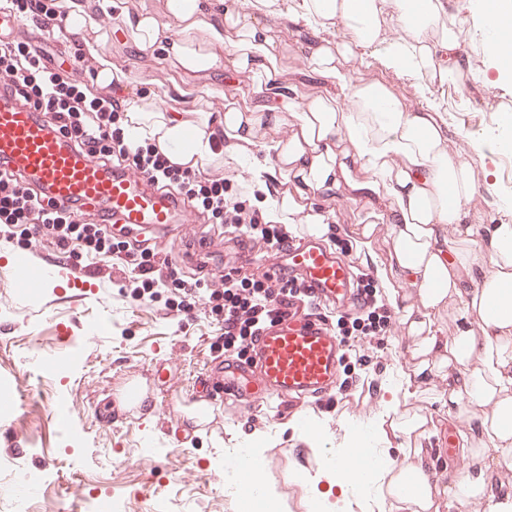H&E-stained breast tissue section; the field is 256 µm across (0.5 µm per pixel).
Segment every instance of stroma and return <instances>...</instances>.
Masks as SVG:
<instances>
[{
  "label": "stroma",
  "instance_id": "1",
  "mask_svg": "<svg viewBox=\"0 0 512 512\" xmlns=\"http://www.w3.org/2000/svg\"><path fill=\"white\" fill-rule=\"evenodd\" d=\"M473 0H448L454 14L466 18L460 52L469 60L463 78L444 86L428 84L418 75L389 67L382 45L358 48L344 69L353 79H375L393 88L414 111L443 112L448 127L461 144L460 157L473 169L477 191L472 203L474 220L493 224L502 215L501 200L512 195V161L505 155L484 157L474 149L476 139L497 131L501 113H512V78L497 80L493 61L477 34L472 18ZM47 50L67 74L80 68L78 53L107 57L131 72L134 82L127 94L150 95L162 108L185 111V90L198 79L186 76L152 51L137 50L121 21L104 33L88 32L72 38L57 31ZM277 65L289 73L291 95L303 97L330 88L329 80L310 72L293 36L284 35ZM312 204L327 205L337 234L326 247L345 257L355 269L381 280L392 233L381 227L371 250L355 251L347 233L365 223L366 210L349 198L324 201L311 196ZM53 251L30 253L17 240L0 233V383L24 395L21 410L0 409V512H15L6 486L24 479L34 482L27 512H88L90 501L99 507L120 502L125 512H233L237 498L235 449L256 437L265 441L263 464L266 485L274 493L278 512H363L359 497L344 503L335 498L313 497L311 477L342 453L350 423H382L371 440L374 448L387 449L404 461L409 449H419L430 472L442 480L466 476L469 460L463 449L454 456H438L444 438L455 433L448 411L433 399L440 381L407 384L411 367V339L397 330L383 348L361 359L343 360L341 376L360 374L374 391L371 405L354 406L335 401L328 409H309L298 415L262 405L263 427L211 407L206 417L170 412L162 396L146 399L132 414L102 424L96 407L102 400L101 384L128 366L158 372L167 380L164 359L169 349L183 356L180 370L187 382L201 378L208 365L224 357L221 330L215 318L200 312L162 317L152 303L131 297L121 270L96 273L92 259L74 257L86 269L91 286L79 296L65 288H48L43 294L26 293L11 271L16 260L41 268L55 261ZM396 399L399 410H418L430 416L433 427L407 438L390 425L386 403ZM322 425L318 440H311L309 426ZM157 461V468L142 464L143 457Z\"/></svg>",
  "mask_w": 512,
  "mask_h": 512
}]
</instances>
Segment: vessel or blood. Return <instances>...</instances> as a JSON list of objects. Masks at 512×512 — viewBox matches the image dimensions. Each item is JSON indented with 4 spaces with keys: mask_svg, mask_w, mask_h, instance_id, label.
Wrapping results in <instances>:
<instances>
[{
    "mask_svg": "<svg viewBox=\"0 0 512 512\" xmlns=\"http://www.w3.org/2000/svg\"><path fill=\"white\" fill-rule=\"evenodd\" d=\"M0 164L37 185L60 208L104 217L131 232L176 224L184 241L204 237L201 218L188 205L148 188L136 170L115 171L96 162L1 84ZM284 267L316 302L342 308L359 303L350 265L313 235L289 241ZM343 356L344 346L330 324L295 306L260 331L250 359L225 355L209 376L223 385L225 408L249 418L268 400L291 410L323 406L336 388ZM150 383V373L125 369L112 384L113 413L134 410L136 397L151 396Z\"/></svg>",
    "mask_w": 512,
    "mask_h": 512,
    "instance_id": "1",
    "label": "vessel or blood"
}]
</instances>
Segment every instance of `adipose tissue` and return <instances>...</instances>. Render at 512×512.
Instances as JSON below:
<instances>
[{"instance_id":"obj_1","label":"adipose tissue","mask_w":512,"mask_h":512,"mask_svg":"<svg viewBox=\"0 0 512 512\" xmlns=\"http://www.w3.org/2000/svg\"><path fill=\"white\" fill-rule=\"evenodd\" d=\"M302 17L317 31L301 45L312 71L335 80L336 91L295 100L270 95L284 76L275 64L282 31L268 23L276 0H164L162 13L132 12L114 4V14L138 49L158 52L185 73L212 77L219 71L246 76L253 106L225 105L220 117L193 102L190 115L157 107L149 96L126 102L134 140L148 141L172 161L201 165L219 157L216 133L233 151L225 164L263 150L271 168L291 190L271 211L284 224L299 223L317 237L331 230L329 212L307 206L311 195L348 196L364 203L370 222L356 225L355 247H371L379 225L392 230L385 280L409 285L391 292L399 321L412 339V382L438 379L448 388V416L462 403L476 404L460 436L472 467L443 492L449 505H484L486 512H512V490L498 484L512 469V223L475 224L476 194L471 167L454 157L448 123L440 115L415 112L390 86L354 81L341 67L360 46L384 43L388 66L443 86L462 76L458 48L463 21L447 0H303ZM496 62L512 58V38L500 21L512 17V0H483L476 13ZM402 34L384 42L388 21ZM341 27L343 42L325 38ZM453 316L451 335L438 320ZM428 466L412 452L404 466L385 453L364 460L360 479L330 466L318 485L319 498L344 501L365 495L371 512L387 501L408 512H430L434 488Z\"/></svg>"}]
</instances>
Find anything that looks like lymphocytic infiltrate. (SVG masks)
I'll return each mask as SVG.
<instances>
[{
  "label": "lymphocytic infiltrate",
  "mask_w": 512,
  "mask_h": 512,
  "mask_svg": "<svg viewBox=\"0 0 512 512\" xmlns=\"http://www.w3.org/2000/svg\"><path fill=\"white\" fill-rule=\"evenodd\" d=\"M0 80L9 82L42 118L63 132L72 144L103 164L133 168L157 186L175 190L187 203L223 225L227 234L247 239L250 250L264 257L282 252L291 238L289 225L270 223L263 212L237 193L223 169L206 170L173 163L156 145H132L126 115L111 85L97 78L77 79L44 64L27 41L0 44ZM0 225L16 228L28 250L57 249L65 256L77 250L100 258L124 252L128 283L138 300L154 301L155 287L173 284V296L156 307L162 315L197 309L216 315L223 324L225 352L240 356L260 331L277 316L287 314L293 300L304 292L295 279L245 273L238 268L239 253H229L232 273L222 278H192L156 251L149 239L119 241L107 225L79 221L73 212L48 201L30 183L0 170ZM362 302L352 321L354 337L343 338L350 356L382 347L395 333V324L374 282L360 289Z\"/></svg>",
  "instance_id": "1"
}]
</instances>
